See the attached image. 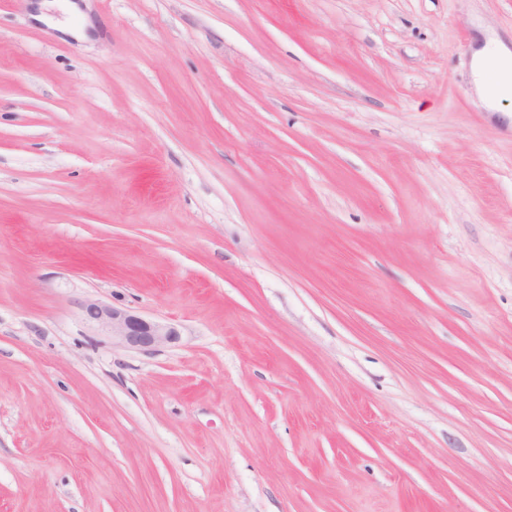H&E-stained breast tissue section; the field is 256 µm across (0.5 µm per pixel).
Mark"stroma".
<instances>
[{
  "label": "stroma",
  "instance_id": "stroma-1",
  "mask_svg": "<svg viewBox=\"0 0 512 512\" xmlns=\"http://www.w3.org/2000/svg\"><path fill=\"white\" fill-rule=\"evenodd\" d=\"M58 2L0 0V512H512V0ZM492 56L495 60V79L498 93L512 94V51L505 44L491 40L487 46L477 49L473 54L475 73L477 76L476 90L490 104L491 97L486 83L487 60ZM84 319L112 337V343L143 352L176 342L180 332L172 323L147 319L93 298L80 302Z\"/></svg>",
  "mask_w": 512,
  "mask_h": 512
}]
</instances>
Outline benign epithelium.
Listing matches in <instances>:
<instances>
[{
    "mask_svg": "<svg viewBox=\"0 0 512 512\" xmlns=\"http://www.w3.org/2000/svg\"><path fill=\"white\" fill-rule=\"evenodd\" d=\"M84 319L112 337V343L143 352L176 342L180 332L172 323L147 319L129 310L111 306L98 299L80 302Z\"/></svg>",
    "mask_w": 512,
    "mask_h": 512,
    "instance_id": "1",
    "label": "benign epithelium"
}]
</instances>
